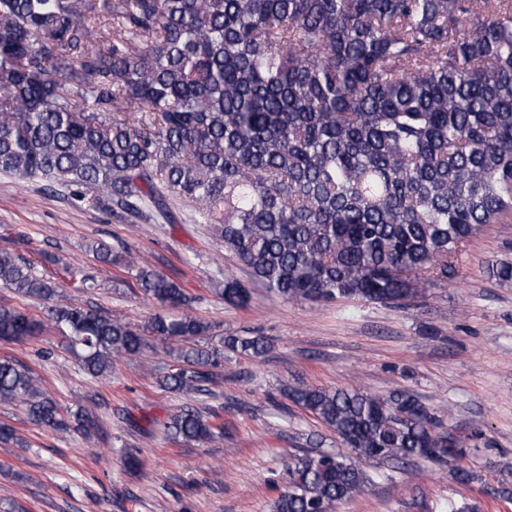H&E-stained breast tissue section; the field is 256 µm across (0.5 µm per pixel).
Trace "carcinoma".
<instances>
[{
	"mask_svg": "<svg viewBox=\"0 0 512 512\" xmlns=\"http://www.w3.org/2000/svg\"><path fill=\"white\" fill-rule=\"evenodd\" d=\"M0 171L134 218L170 222L168 201L181 199L283 299L407 306L422 277L447 280L448 254L512 211V0H0ZM137 281L162 306L190 302L155 270ZM0 286L54 301L56 327L92 376L142 354L147 332L210 331L181 313L143 333L74 306L7 251ZM220 295L244 307L251 288L226 276ZM38 331L0 306V340ZM224 347L256 358L268 344L229 336ZM177 360L159 385L207 392L213 353L183 348ZM287 396L353 455L288 457L272 512H331L371 490L366 467L427 460L437 443L407 392ZM0 403L55 431L90 422L63 417L13 359H0ZM162 431L211 441L224 422L185 407Z\"/></svg>",
	"mask_w": 512,
	"mask_h": 512,
	"instance_id": "carcinoma-1",
	"label": "carcinoma"
}]
</instances>
